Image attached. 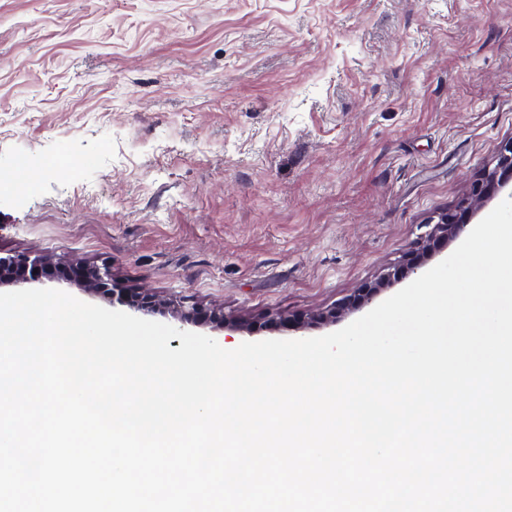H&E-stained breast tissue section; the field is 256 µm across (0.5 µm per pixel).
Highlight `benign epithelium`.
Wrapping results in <instances>:
<instances>
[{
	"instance_id": "benign-epithelium-1",
	"label": "benign epithelium",
	"mask_w": 512,
	"mask_h": 512,
	"mask_svg": "<svg viewBox=\"0 0 512 512\" xmlns=\"http://www.w3.org/2000/svg\"><path fill=\"white\" fill-rule=\"evenodd\" d=\"M512 181V143L505 146L498 157L495 168L475 179L471 185L470 198L461 202L456 209L437 216L433 228L416 250L408 253L400 263L393 266L376 282H366L332 307L306 316H276L262 323V328L273 332L297 331L310 324H334L347 313L370 303L384 287L401 275L417 272L424 259L433 252L447 246L448 241L464 231L475 210L495 196L501 187ZM62 279L108 302L126 305L144 317L169 314L180 325H208L230 328L234 331L253 332L254 325L224 316V309L195 305L190 307L171 306L144 288H118L114 284L112 271L106 265H95L85 261L57 264L48 257L30 258L17 255L0 257V286H20L43 279Z\"/></svg>"
}]
</instances>
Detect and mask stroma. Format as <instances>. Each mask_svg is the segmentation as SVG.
Segmentation results:
<instances>
[{"label":"stroma","instance_id":"stroma-1","mask_svg":"<svg viewBox=\"0 0 512 512\" xmlns=\"http://www.w3.org/2000/svg\"><path fill=\"white\" fill-rule=\"evenodd\" d=\"M510 143L512 0H0L2 258L311 315Z\"/></svg>","mask_w":512,"mask_h":512}]
</instances>
